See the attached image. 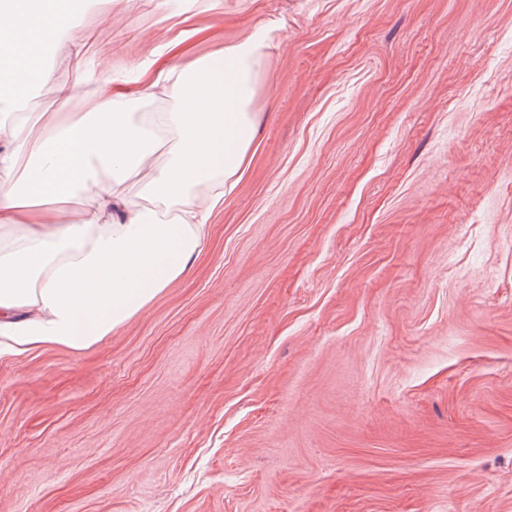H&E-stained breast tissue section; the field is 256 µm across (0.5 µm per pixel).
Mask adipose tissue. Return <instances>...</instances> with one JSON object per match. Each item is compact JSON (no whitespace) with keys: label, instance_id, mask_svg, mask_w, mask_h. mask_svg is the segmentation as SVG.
<instances>
[{"label":"adipose tissue","instance_id":"ef3b65f1","mask_svg":"<svg viewBox=\"0 0 512 512\" xmlns=\"http://www.w3.org/2000/svg\"><path fill=\"white\" fill-rule=\"evenodd\" d=\"M86 0H0V70L16 111L0 119L1 347L54 344L84 350L145 309L200 251L207 220L243 177L256 133L248 110L263 41L247 37L192 62L143 71L113 90L88 70L54 87L79 112L28 127V91L46 84L49 37L84 41L75 17ZM168 108L148 111L155 97ZM81 198L79 211L68 204Z\"/></svg>","mask_w":512,"mask_h":512}]
</instances>
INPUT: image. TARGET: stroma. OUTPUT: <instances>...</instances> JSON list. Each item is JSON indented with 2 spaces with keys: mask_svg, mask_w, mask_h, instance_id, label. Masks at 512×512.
Listing matches in <instances>:
<instances>
[{
  "mask_svg": "<svg viewBox=\"0 0 512 512\" xmlns=\"http://www.w3.org/2000/svg\"><path fill=\"white\" fill-rule=\"evenodd\" d=\"M130 79L263 40L252 158L96 345L0 355V512H512V0H88Z\"/></svg>",
  "mask_w": 512,
  "mask_h": 512,
  "instance_id": "obj_1",
  "label": "stroma"
}]
</instances>
